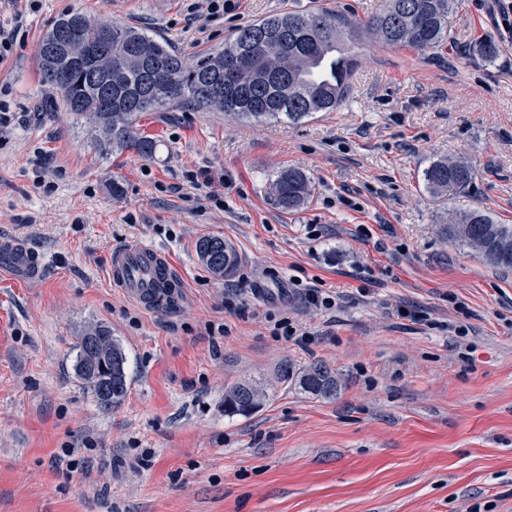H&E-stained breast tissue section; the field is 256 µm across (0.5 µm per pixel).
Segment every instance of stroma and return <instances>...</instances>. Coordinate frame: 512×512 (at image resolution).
<instances>
[{"mask_svg":"<svg viewBox=\"0 0 512 512\" xmlns=\"http://www.w3.org/2000/svg\"><path fill=\"white\" fill-rule=\"evenodd\" d=\"M383 2L240 0L202 34L183 0H41L35 12L0 0V23L18 29L0 64V107L14 114L0 128V233L44 261L33 283L0 275V512H512V269L443 234L465 205L512 224V41L481 0H458L436 53L361 36L334 112L271 124L142 113L157 144L147 158L100 153L38 71L47 28L75 9L194 56L284 10L364 20ZM486 40L495 62L477 53ZM448 158L474 170L465 195L424 187V169ZM288 167L312 181L290 211L270 197ZM208 236L237 251L232 276L199 258ZM133 242L172 259L169 308L110 285L113 250ZM297 283L335 307H310ZM455 300L463 338L448 331ZM265 311L297 319L303 340L273 336ZM210 321L224 334L209 337ZM97 325L127 356L129 392L109 411L74 371L73 344ZM316 364L339 379L335 399L281 378ZM243 381L262 385L261 406L225 415Z\"/></svg>","mask_w":512,"mask_h":512,"instance_id":"obj_1","label":"stroma"}]
</instances>
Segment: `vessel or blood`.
I'll use <instances>...</instances> for the list:
<instances>
[{
	"label": "vessel or blood",
	"instance_id": "1",
	"mask_svg": "<svg viewBox=\"0 0 512 512\" xmlns=\"http://www.w3.org/2000/svg\"><path fill=\"white\" fill-rule=\"evenodd\" d=\"M0 270L19 283L39 279L43 265L37 254L9 236H0ZM108 277L113 287L135 304L156 311L163 309L178 286L168 255L145 244L115 251Z\"/></svg>",
	"mask_w": 512,
	"mask_h": 512
}]
</instances>
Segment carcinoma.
<instances>
[{
	"instance_id": "obj_1",
	"label": "carcinoma",
	"mask_w": 512,
	"mask_h": 512,
	"mask_svg": "<svg viewBox=\"0 0 512 512\" xmlns=\"http://www.w3.org/2000/svg\"><path fill=\"white\" fill-rule=\"evenodd\" d=\"M455 2L386 0L365 21L323 10L284 11L239 28L223 50L192 63L164 39L130 25L97 23L76 10L55 19L44 35L39 75L61 91L68 111L99 121L100 149L150 157L156 144L137 128L141 113L194 104L260 123H296L313 112H334L346 101L358 67L355 37L364 31L386 45L439 47L448 41ZM472 180V168L461 161L438 160L423 171L424 186L434 194L463 193ZM310 192L309 177L296 168L280 171L271 184L275 203L285 210L300 207ZM445 235L490 265L512 268V224L469 208L446 225ZM197 252L220 276L236 269L237 256L221 237L200 240ZM74 349L77 375L97 406H119L128 393L127 357L111 332L91 328ZM282 380L324 399L335 398L339 387L322 365L297 374L286 368ZM261 397L258 385L236 384L224 395V413L249 415Z\"/></svg>"
}]
</instances>
